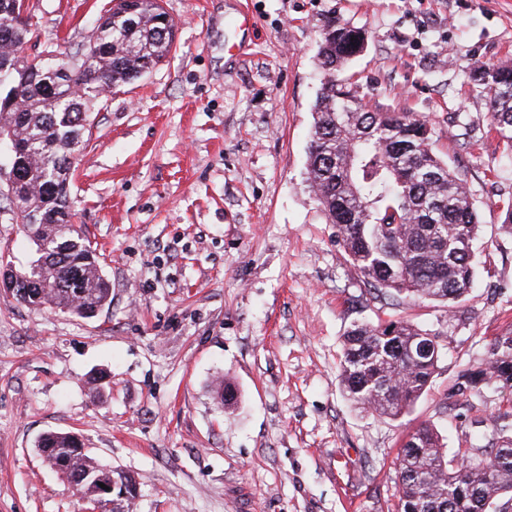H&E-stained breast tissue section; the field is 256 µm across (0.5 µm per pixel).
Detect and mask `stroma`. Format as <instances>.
<instances>
[{
  "mask_svg": "<svg viewBox=\"0 0 512 512\" xmlns=\"http://www.w3.org/2000/svg\"><path fill=\"white\" fill-rule=\"evenodd\" d=\"M172 52L104 91L73 170V198L112 288L90 318L0 290V512H83L38 452L74 432L138 483L133 512H397L406 431L449 450L492 448L512 393L473 396L463 369L512 332V153L470 89L512 65V0H163ZM110 0H27L22 55L80 54ZM249 26L239 30V13ZM333 21L367 48L340 76L370 110L426 120L433 150L483 223L475 288L447 309L375 294L308 182L317 52ZM32 250L0 194V261ZM395 316L439 332L432 384L402 420L354 412L339 386L352 322ZM111 389L93 397L92 374ZM236 394L218 405L217 378Z\"/></svg>",
  "mask_w": 512,
  "mask_h": 512,
  "instance_id": "stroma-1",
  "label": "stroma"
}]
</instances>
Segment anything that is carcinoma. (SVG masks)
Returning <instances> with one entry per match:
<instances>
[{
  "label": "carcinoma",
  "instance_id": "1",
  "mask_svg": "<svg viewBox=\"0 0 512 512\" xmlns=\"http://www.w3.org/2000/svg\"><path fill=\"white\" fill-rule=\"evenodd\" d=\"M0 15V133L31 143L24 165L31 189L14 214L35 257L10 276L18 301L58 314L92 317L112 302L99 256L88 244L73 208V159L85 148L91 106L105 88L140 79L173 48L175 23L161 0L118 2L88 37L99 49L85 68L70 57L66 70L49 71L21 59L34 36ZM361 30L332 24L318 60L321 86L308 147L311 188L348 260L384 294L439 302L451 309L473 287L477 207L459 174L430 146L427 123L409 112H373L336 72L361 54ZM493 129L512 152V67L481 65L471 76ZM439 333L401 318L357 321L345 332L340 360L344 396L358 411L389 420L409 413L429 389L443 345ZM424 343L432 350L419 353ZM475 394L492 387L512 392V334L495 338L488 357L463 371ZM37 447L47 464L65 469L81 497L118 476L79 449L74 434L49 432ZM399 512H487L512 494V433L501 430L490 450L448 451L443 435L421 424L406 435L397 457Z\"/></svg>",
  "mask_w": 512,
  "mask_h": 512
}]
</instances>
